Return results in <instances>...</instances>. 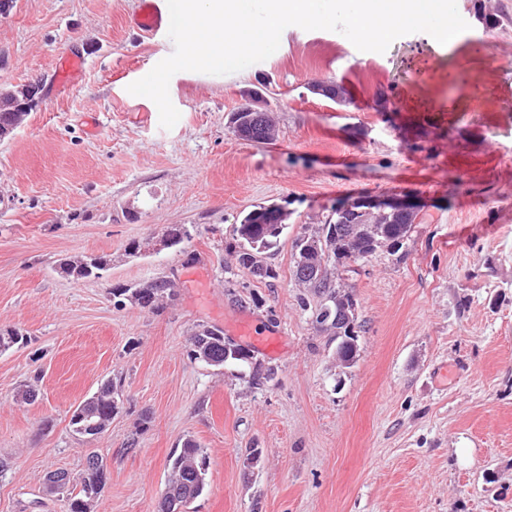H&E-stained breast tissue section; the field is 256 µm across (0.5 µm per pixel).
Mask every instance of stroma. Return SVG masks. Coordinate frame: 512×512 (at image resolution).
I'll list each match as a JSON object with an SVG mask.
<instances>
[{
    "mask_svg": "<svg viewBox=\"0 0 512 512\" xmlns=\"http://www.w3.org/2000/svg\"><path fill=\"white\" fill-rule=\"evenodd\" d=\"M141 2L15 0L0 15V88L37 89L0 140V329L28 339L0 353V512H63L45 479L93 451L110 476L92 512H157L188 437L209 456L190 512H512V0H457L467 31L444 45L408 34L382 53L288 27L241 71L174 74L170 129L128 91L174 51L167 29L136 28ZM72 49L84 74L51 93ZM254 98L276 124L262 144L228 127ZM365 195L418 208L399 251L344 280L364 326L345 368L302 306L316 296L292 277L294 240ZM268 204L289 228L260 282L237 263L234 228ZM173 224L197 225L196 264L148 249ZM133 240L140 256L125 252ZM82 253L112 264L79 281L55 272ZM159 276L173 303L114 307L110 288ZM244 320L281 338L254 354L273 379L190 361L198 326L230 338ZM107 376L122 383L118 414L98 437L74 434L72 411ZM29 383L40 397L25 405Z\"/></svg>",
    "mask_w": 512,
    "mask_h": 512,
    "instance_id": "1",
    "label": "stroma"
}]
</instances>
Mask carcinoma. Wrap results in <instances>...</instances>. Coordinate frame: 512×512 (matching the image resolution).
<instances>
[{"label": "carcinoma", "instance_id": "obj_1", "mask_svg": "<svg viewBox=\"0 0 512 512\" xmlns=\"http://www.w3.org/2000/svg\"><path fill=\"white\" fill-rule=\"evenodd\" d=\"M315 91L340 104L347 103L345 90L338 85L319 84ZM272 132L267 112H243L233 126L236 136L250 142L267 141ZM415 218L414 211L391 206L375 212L365 211L361 206L335 209L321 230L305 233L294 241L292 276L313 289L318 297L311 308L312 322L336 336V360L344 367L351 366L358 356L360 325L352 291L335 284L332 275L367 261L385 245L400 249L410 237ZM287 229L285 214L276 205L258 206L247 213L235 227L239 266L255 279L273 277L272 269L262 263L261 256L278 246ZM196 232L192 224L173 228L171 247L179 249L188 264L197 259V253L186 248ZM111 263L110 254L74 255L62 259L55 272L78 281L98 276ZM110 295L117 307L129 303L157 311L173 301L176 292L172 281L156 277L136 286L112 288ZM25 343L26 337L19 330L0 329V353ZM188 357L207 367H222L229 362L246 366L252 369L255 378L267 380L275 375V368L261 369L253 362L250 349L224 337L217 327L203 326L194 332ZM118 410V384L109 378L73 410L69 425L77 435L98 436L112 423ZM98 457L95 452L88 454L82 472L70 480L68 473H57L59 493L65 494V512H91L108 481V471L95 462ZM208 468L209 457L204 448L192 438L185 439L169 458L161 512H185L204 492Z\"/></svg>", "mask_w": 512, "mask_h": 512}]
</instances>
